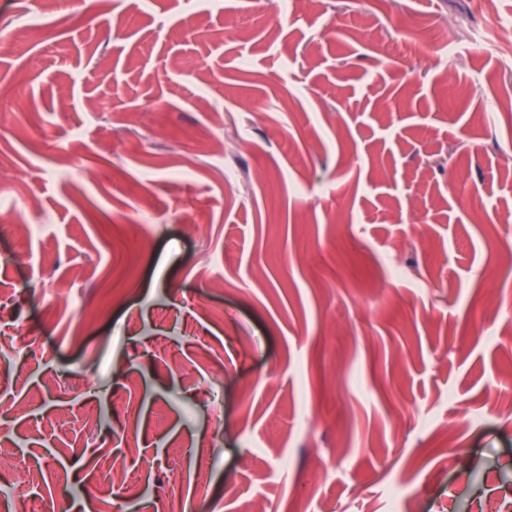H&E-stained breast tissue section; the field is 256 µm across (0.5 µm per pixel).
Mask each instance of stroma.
I'll list each match as a JSON object with an SVG mask.
<instances>
[{
	"instance_id": "stroma-1",
	"label": "stroma",
	"mask_w": 512,
	"mask_h": 512,
	"mask_svg": "<svg viewBox=\"0 0 512 512\" xmlns=\"http://www.w3.org/2000/svg\"><path fill=\"white\" fill-rule=\"evenodd\" d=\"M27 9L0 480L46 512H168L176 474L179 512H512V67L472 44L512 0H54L44 51ZM85 448L131 479L87 496Z\"/></svg>"
}]
</instances>
